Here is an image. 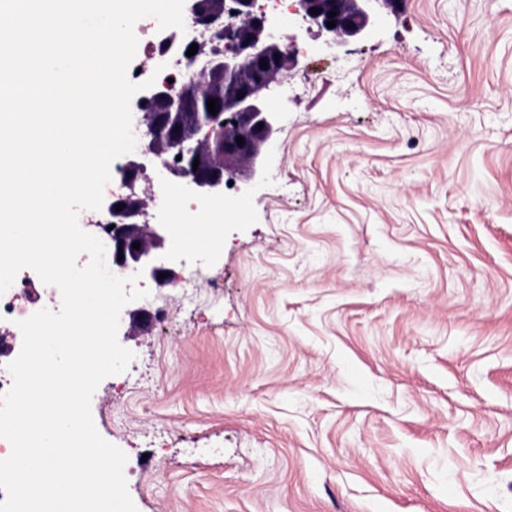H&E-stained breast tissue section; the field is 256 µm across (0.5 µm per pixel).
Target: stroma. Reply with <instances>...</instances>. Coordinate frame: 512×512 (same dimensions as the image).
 Returning a JSON list of instances; mask_svg holds the SVG:
<instances>
[{
  "mask_svg": "<svg viewBox=\"0 0 512 512\" xmlns=\"http://www.w3.org/2000/svg\"><path fill=\"white\" fill-rule=\"evenodd\" d=\"M208 286L91 400L137 512H512V0L316 31Z\"/></svg>",
  "mask_w": 512,
  "mask_h": 512,
  "instance_id": "1",
  "label": "stroma"
}]
</instances>
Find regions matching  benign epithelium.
I'll return each mask as SVG.
<instances>
[{
	"label": "benign epithelium",
	"mask_w": 512,
	"mask_h": 512,
	"mask_svg": "<svg viewBox=\"0 0 512 512\" xmlns=\"http://www.w3.org/2000/svg\"><path fill=\"white\" fill-rule=\"evenodd\" d=\"M257 2L228 0L220 15L208 0H185L191 25L203 28L207 41L198 43L193 56H181L180 63L190 76L179 87L156 82L142 96L145 104L137 105L134 112L136 150L117 168L127 192L107 205L114 225L112 271L123 277L139 272L141 279L159 286L173 283L168 263L175 247L169 225L145 220L146 201L137 191L149 167H161L167 181L185 185L202 201L224 193L229 181L248 189L262 177L264 157L280 119L268 106L266 94L297 66L300 32L283 31ZM293 2V12L326 36L324 46L330 52L369 37L375 16L383 10L393 12L399 4V0ZM315 9L319 13H313ZM331 20L336 26L329 28ZM262 59L267 62L265 69ZM199 75L210 79L208 98L219 106L214 115L200 108ZM238 136L243 138L241 145ZM134 243L139 248H132ZM162 273L166 277H160ZM121 320L128 321V330L143 332L152 317L125 306Z\"/></svg>",
	"instance_id": "benign-epithelium-1"
}]
</instances>
